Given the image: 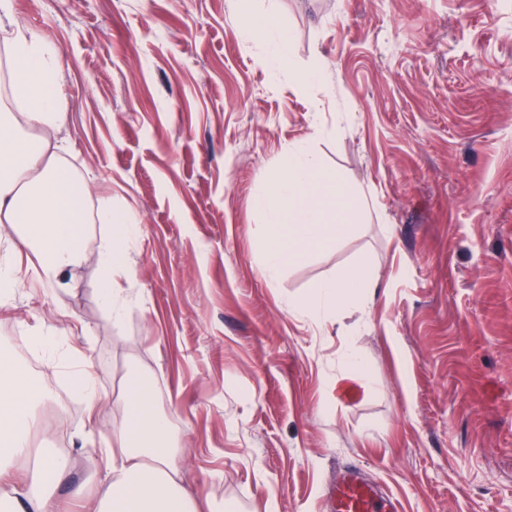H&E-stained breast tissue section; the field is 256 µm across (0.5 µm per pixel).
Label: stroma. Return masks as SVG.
I'll return each instance as SVG.
<instances>
[{
	"instance_id": "obj_1",
	"label": "stroma",
	"mask_w": 512,
	"mask_h": 512,
	"mask_svg": "<svg viewBox=\"0 0 512 512\" xmlns=\"http://www.w3.org/2000/svg\"><path fill=\"white\" fill-rule=\"evenodd\" d=\"M259 2L289 68L266 67L232 0H14L59 54L64 163L142 226L134 275H112L121 319L98 300L97 224L78 288L31 276L0 309V358L48 394L37 443L70 459L59 512L95 499L135 380L214 512H324L350 464L400 512H512V0ZM317 62L329 84H301ZM294 144L363 214L268 281L253 199ZM358 266L372 299L324 324L296 310ZM21 331L92 358L96 408Z\"/></svg>"
}]
</instances>
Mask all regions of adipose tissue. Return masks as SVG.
Listing matches in <instances>:
<instances>
[{"instance_id": "ef3b65f1", "label": "adipose tissue", "mask_w": 512, "mask_h": 512, "mask_svg": "<svg viewBox=\"0 0 512 512\" xmlns=\"http://www.w3.org/2000/svg\"><path fill=\"white\" fill-rule=\"evenodd\" d=\"M244 20L246 31L266 45L265 63L282 69L289 57L287 34L264 13L246 12ZM0 43L15 98L14 111L0 114V224L13 230L0 255V308L11 305L30 271L49 290L76 288L89 227L99 224V298L110 315L119 316L112 274L129 271L126 245L141 227L113 210L110 197H100L97 207L89 208V185L61 162V147L50 133L65 118L60 93L64 73L55 49L37 32L16 24L13 0H0ZM254 205L271 227L262 262V274L269 280L277 279L303 249L345 237L355 215L343 178L325 171L305 145L289 147L286 172L255 198ZM23 254L30 261L26 269L19 263ZM375 285L367 269H349L318 284L298 309L311 321L324 323L348 304L368 300ZM34 393L16 374L0 369V483L9 484L8 491L0 493V512H52L53 492L69 470L68 458L57 453L43 457L22 482L10 480L27 458L30 436L38 426ZM128 405L119 427L122 450L106 462L110 476L93 512H199L182 488L177 459L163 446L168 416L155 409L151 393L139 384L133 386Z\"/></svg>"}]
</instances>
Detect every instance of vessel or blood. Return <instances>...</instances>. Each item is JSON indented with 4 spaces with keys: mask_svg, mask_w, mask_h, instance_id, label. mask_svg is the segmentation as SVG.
Returning <instances> with one entry per match:
<instances>
[{
    "mask_svg": "<svg viewBox=\"0 0 512 512\" xmlns=\"http://www.w3.org/2000/svg\"><path fill=\"white\" fill-rule=\"evenodd\" d=\"M329 508L331 512H398L394 498L382 492L355 467L337 472Z\"/></svg>",
    "mask_w": 512,
    "mask_h": 512,
    "instance_id": "obj_1",
    "label": "vessel or blood"
}]
</instances>
